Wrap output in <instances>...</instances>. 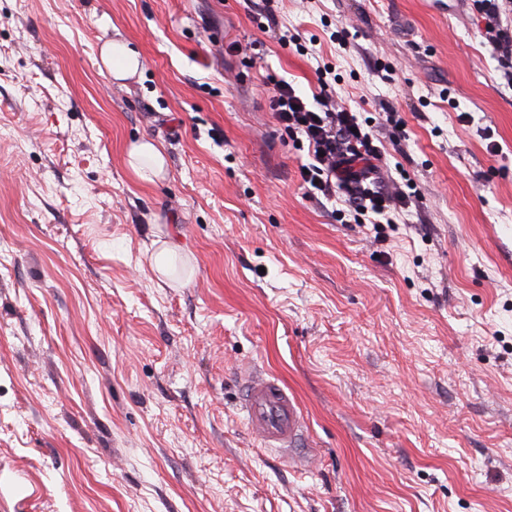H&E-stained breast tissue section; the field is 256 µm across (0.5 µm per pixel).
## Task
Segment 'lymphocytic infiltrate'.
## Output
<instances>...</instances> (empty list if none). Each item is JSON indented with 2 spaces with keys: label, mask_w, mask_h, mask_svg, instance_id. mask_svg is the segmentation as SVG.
I'll list each match as a JSON object with an SVG mask.
<instances>
[{
  "label": "lymphocytic infiltrate",
  "mask_w": 512,
  "mask_h": 512,
  "mask_svg": "<svg viewBox=\"0 0 512 512\" xmlns=\"http://www.w3.org/2000/svg\"><path fill=\"white\" fill-rule=\"evenodd\" d=\"M473 7L486 21L487 41L499 59L504 79L512 86V0H473ZM271 105L283 127L305 140L310 162L302 181L309 191L332 196L341 184L353 211H370L386 219L397 212L405 191L370 186L369 173L350 171L355 160L378 157L380 149L371 127L361 122L356 112L337 103L328 81H321L312 105L304 102L290 83H279Z\"/></svg>",
  "instance_id": "1"
}]
</instances>
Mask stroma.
Wrapping results in <instances>:
<instances>
[{"mask_svg": "<svg viewBox=\"0 0 512 512\" xmlns=\"http://www.w3.org/2000/svg\"><path fill=\"white\" fill-rule=\"evenodd\" d=\"M324 65L394 223L303 185L271 92ZM0 512H512V87L470 0H0ZM95 62L102 73L106 71L112 81L120 83L137 75L142 66L138 50L118 39L105 41ZM125 165L136 180L147 184L163 179L167 170L165 154L153 140L146 138L129 146ZM240 410L251 432L266 448L288 451V459L300 470L309 464L306 452L293 455L296 443L304 435L305 420L297 400L274 377L249 374L244 382Z\"/></svg>", "mask_w": 512, "mask_h": 512, "instance_id": "stroma-1", "label": "stroma"}]
</instances>
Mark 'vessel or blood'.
Returning a JSON list of instances; mask_svg holds the SVG:
<instances>
[{
	"mask_svg": "<svg viewBox=\"0 0 512 512\" xmlns=\"http://www.w3.org/2000/svg\"><path fill=\"white\" fill-rule=\"evenodd\" d=\"M240 410L248 428L264 447L291 452L293 464L302 470L307 468L308 456L293 453L304 434V417L297 400L276 378L248 375Z\"/></svg>",
	"mask_w": 512,
	"mask_h": 512,
	"instance_id": "vessel-or-blood-1",
	"label": "vessel or blood"
}]
</instances>
